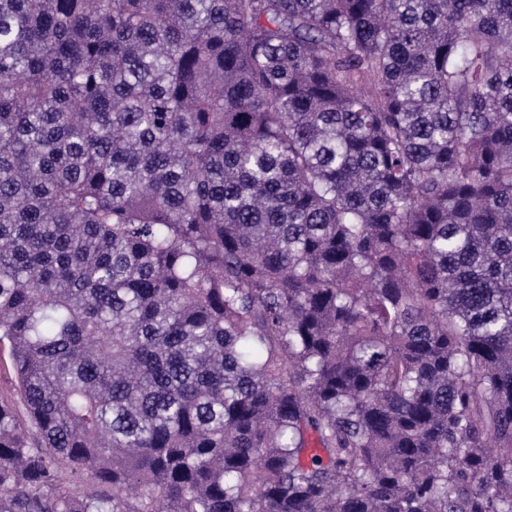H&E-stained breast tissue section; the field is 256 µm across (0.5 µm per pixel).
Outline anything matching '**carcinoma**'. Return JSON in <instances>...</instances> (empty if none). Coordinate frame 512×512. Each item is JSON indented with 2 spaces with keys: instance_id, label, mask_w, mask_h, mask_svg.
Segmentation results:
<instances>
[{
  "instance_id": "cac0c4a2",
  "label": "carcinoma",
  "mask_w": 512,
  "mask_h": 512,
  "mask_svg": "<svg viewBox=\"0 0 512 512\" xmlns=\"http://www.w3.org/2000/svg\"><path fill=\"white\" fill-rule=\"evenodd\" d=\"M0 512H512V0H0ZM14 371L6 350L0 352V398L10 400L14 397Z\"/></svg>"
}]
</instances>
